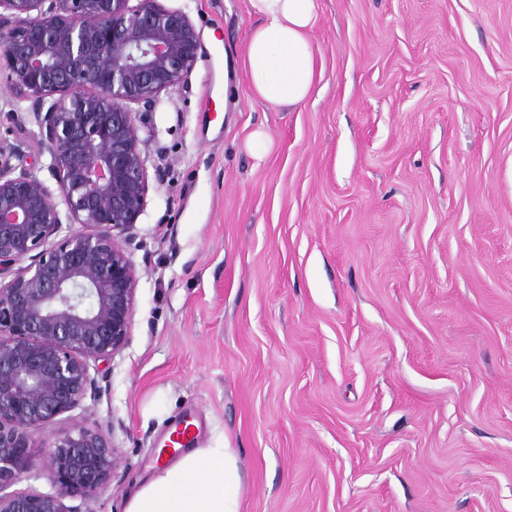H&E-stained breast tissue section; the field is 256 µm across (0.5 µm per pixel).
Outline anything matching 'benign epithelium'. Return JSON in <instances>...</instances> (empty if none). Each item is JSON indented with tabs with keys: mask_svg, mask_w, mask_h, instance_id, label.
<instances>
[{
	"mask_svg": "<svg viewBox=\"0 0 512 512\" xmlns=\"http://www.w3.org/2000/svg\"><path fill=\"white\" fill-rule=\"evenodd\" d=\"M129 2L0 0V78L17 94L7 117L31 102L57 184L15 172L20 145L0 141V488L50 485L0 493V512H72L65 500L107 488L119 461L113 438L78 425L55 434L43 470L27 448L129 342L137 276L120 239L147 205L152 115L200 55L187 11ZM65 223L80 230L64 235Z\"/></svg>",
	"mask_w": 512,
	"mask_h": 512,
	"instance_id": "7a95c632",
	"label": "benign epithelium"
}]
</instances>
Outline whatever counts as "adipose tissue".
<instances>
[{
	"label": "adipose tissue",
	"instance_id": "adipose-tissue-1",
	"mask_svg": "<svg viewBox=\"0 0 512 512\" xmlns=\"http://www.w3.org/2000/svg\"><path fill=\"white\" fill-rule=\"evenodd\" d=\"M257 17L238 64L256 100L292 109L312 94L317 55L310 34L319 0H249ZM125 512H240L238 459L228 441L188 448L126 496Z\"/></svg>",
	"mask_w": 512,
	"mask_h": 512
}]
</instances>
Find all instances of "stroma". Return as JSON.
<instances>
[{"label":"stroma","instance_id":"stroma-1","mask_svg":"<svg viewBox=\"0 0 512 512\" xmlns=\"http://www.w3.org/2000/svg\"><path fill=\"white\" fill-rule=\"evenodd\" d=\"M163 3L202 54L153 115L130 342L33 462L111 435L71 505L124 512L182 430L235 448L242 512H512V0H320L291 111L235 63L249 0Z\"/></svg>","mask_w":512,"mask_h":512}]
</instances>
